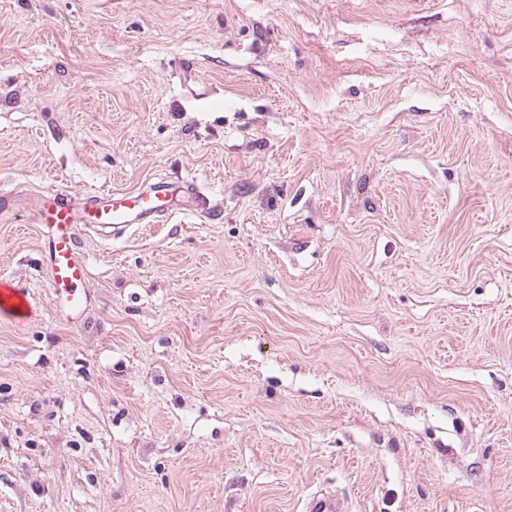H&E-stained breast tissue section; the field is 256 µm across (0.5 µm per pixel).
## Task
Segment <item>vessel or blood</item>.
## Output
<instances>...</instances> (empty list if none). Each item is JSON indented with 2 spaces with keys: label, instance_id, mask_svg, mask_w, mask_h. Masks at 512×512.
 I'll return each instance as SVG.
<instances>
[{
  "label": "vessel or blood",
  "instance_id": "1",
  "mask_svg": "<svg viewBox=\"0 0 512 512\" xmlns=\"http://www.w3.org/2000/svg\"><path fill=\"white\" fill-rule=\"evenodd\" d=\"M169 182L160 180L137 191H96L75 204L50 192L40 196L34 219L45 229L44 263L51 301L58 317L75 323L88 307V259L80 246L87 230H121L152 224L157 216L179 211ZM37 308L23 286L0 278V317L16 327L27 326Z\"/></svg>",
  "mask_w": 512,
  "mask_h": 512
}]
</instances>
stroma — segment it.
I'll list each match as a JSON object with an SVG mask.
<instances>
[{
  "mask_svg": "<svg viewBox=\"0 0 512 512\" xmlns=\"http://www.w3.org/2000/svg\"><path fill=\"white\" fill-rule=\"evenodd\" d=\"M2 196L0 512H512V0H0ZM168 181L139 191H96L74 204L58 193L40 196L34 219L46 230L44 263L51 301L58 317L76 323L88 307V259L80 246L81 232L112 233L130 224H153L157 216L186 211L173 198ZM36 316L37 308L27 289L11 279L0 278V317L21 328Z\"/></svg>",
  "mask_w": 512,
  "mask_h": 512,
  "instance_id": "obj_1",
  "label": "stroma"
}]
</instances>
